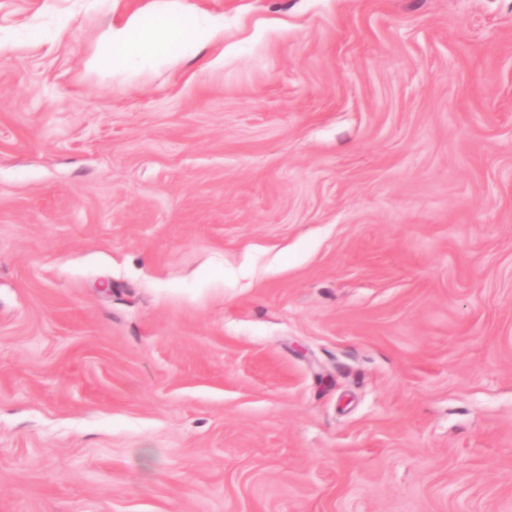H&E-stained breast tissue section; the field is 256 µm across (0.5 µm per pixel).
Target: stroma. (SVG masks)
<instances>
[{
	"instance_id": "stroma-1",
	"label": "stroma",
	"mask_w": 512,
	"mask_h": 512,
	"mask_svg": "<svg viewBox=\"0 0 512 512\" xmlns=\"http://www.w3.org/2000/svg\"><path fill=\"white\" fill-rule=\"evenodd\" d=\"M0 0V512H512V0ZM161 17L146 24L139 14H133L112 26L93 65L112 76L137 74L171 61L180 52L224 42L223 14L169 0Z\"/></svg>"
}]
</instances>
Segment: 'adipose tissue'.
<instances>
[{
  "instance_id": "ef3b65f1",
  "label": "adipose tissue",
  "mask_w": 512,
  "mask_h": 512,
  "mask_svg": "<svg viewBox=\"0 0 512 512\" xmlns=\"http://www.w3.org/2000/svg\"><path fill=\"white\" fill-rule=\"evenodd\" d=\"M223 40V15L183 5L181 0H166L160 20L147 24L133 14L112 27L93 64L115 75L137 74L180 52Z\"/></svg>"
}]
</instances>
